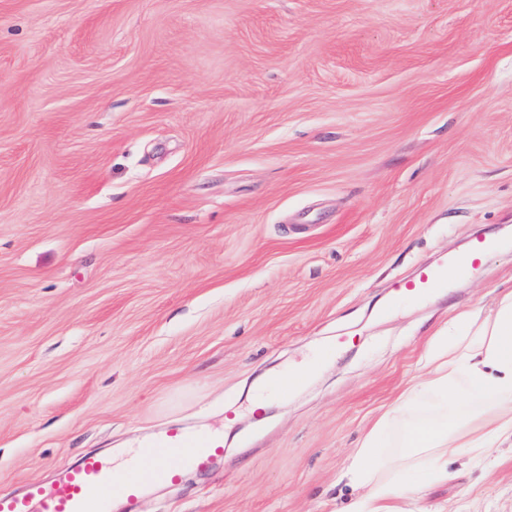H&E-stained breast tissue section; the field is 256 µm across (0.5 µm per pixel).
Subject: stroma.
<instances>
[{
	"label": "stroma",
	"mask_w": 512,
	"mask_h": 512,
	"mask_svg": "<svg viewBox=\"0 0 512 512\" xmlns=\"http://www.w3.org/2000/svg\"><path fill=\"white\" fill-rule=\"evenodd\" d=\"M509 290L512 0H0V490L176 426L224 462L141 512H338L436 336ZM448 470L406 512H512V448ZM497 243L487 238L476 239L463 254L446 255L435 267H421L414 276L400 281L391 293V302L409 296H422L428 290L445 285L455 272H469L479 261L477 255L496 250Z\"/></svg>",
	"instance_id": "35a3bbf8"
}]
</instances>
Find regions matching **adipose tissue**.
I'll return each mask as SVG.
<instances>
[{
  "instance_id": "ef3b65f1",
  "label": "adipose tissue",
  "mask_w": 512,
  "mask_h": 512,
  "mask_svg": "<svg viewBox=\"0 0 512 512\" xmlns=\"http://www.w3.org/2000/svg\"><path fill=\"white\" fill-rule=\"evenodd\" d=\"M424 379L410 386L403 404L430 395L434 415L404 431L400 459L383 456L380 435L388 416H381L363 440L345 477L356 492L351 512H404L403 502L421 482L448 478L454 457L486 459L494 444H512V291L497 300L495 310L468 335L436 337L425 362ZM480 401V408L461 418L460 400Z\"/></svg>"
}]
</instances>
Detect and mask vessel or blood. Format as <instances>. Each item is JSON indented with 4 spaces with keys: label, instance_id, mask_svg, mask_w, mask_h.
Here are the masks:
<instances>
[{
    "label": "vessel or blood",
    "instance_id": "1",
    "mask_svg": "<svg viewBox=\"0 0 512 512\" xmlns=\"http://www.w3.org/2000/svg\"><path fill=\"white\" fill-rule=\"evenodd\" d=\"M494 240L476 239L463 254L443 257L434 267L420 268L396 284L391 297L421 296L447 284L449 275L468 272L479 254L496 250ZM174 466H162L163 458ZM224 458V443L211 434L169 428L144 441L140 448L107 454L89 452L49 481L26 483L17 492L0 491V512H112L122 502L123 512H139L151 486L177 482L181 467L199 472L215 469Z\"/></svg>",
    "mask_w": 512,
    "mask_h": 512
}]
</instances>
